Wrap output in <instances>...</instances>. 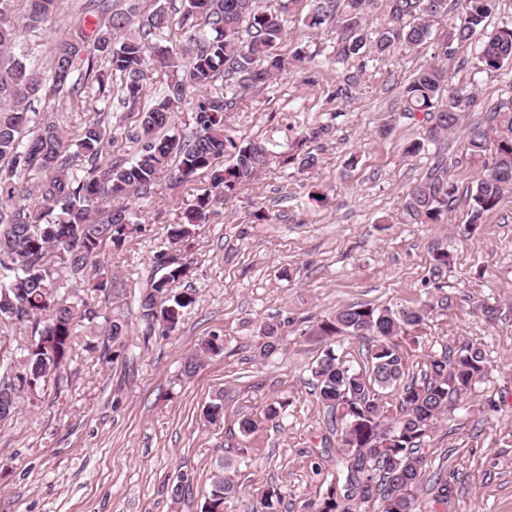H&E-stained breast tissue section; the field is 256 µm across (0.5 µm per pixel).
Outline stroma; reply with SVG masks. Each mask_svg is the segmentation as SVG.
I'll return each mask as SVG.
<instances>
[{
  "label": "stroma",
  "mask_w": 512,
  "mask_h": 512,
  "mask_svg": "<svg viewBox=\"0 0 512 512\" xmlns=\"http://www.w3.org/2000/svg\"><path fill=\"white\" fill-rule=\"evenodd\" d=\"M82 2L63 0L56 18L29 29L27 0H16L11 21L41 67L82 23ZM309 9L301 0L285 13L279 51L289 57L304 50L310 63L275 76L227 114L231 135L264 145L274 157L181 246L188 273L173 288L193 289L194 306L173 331L139 314L142 294L167 272L168 228L210 189L205 172L185 183L162 178L131 200L143 229L100 257L112 286L87 296L98 314L94 333L78 336L47 390L22 397L15 418L0 423V512H201L212 473L225 459L243 491L236 512L271 486L284 492L280 512H312L338 465L336 425L312 372L330 348L353 368L366 365L361 339L334 343L314 336L315 325L343 305L426 301L435 309L416 330L410 373L420 374L444 347L466 342L481 345L488 371L441 416L426 443L416 512H512V192L470 229L469 191L492 157L462 151L469 127L483 124L492 106L512 101V65L480 73L473 50L455 55L448 63L452 83L469 86L474 101L456 131L410 155L406 145L426 137L429 124L419 114L403 117L401 92L441 54L446 21L433 25L424 45L397 44L383 56L367 50L347 66L328 61L341 32L305 26ZM123 84L122 75H113L112 124L120 132L111 150L130 159L137 146L123 131L139 114L123 104ZM95 107L94 96L79 108L65 93L31 104L72 139ZM309 151L320 159L311 170L277 158ZM439 151L447 159L444 178L455 188L448 219L418 224L406 209L407 194ZM259 208L268 221H254ZM440 250L454 261L436 280L432 256ZM444 295L453 296L452 307H437ZM484 304L496 306L495 320L484 317ZM108 317L125 323V336L106 340ZM267 323L278 326L282 341L265 357ZM212 337L222 351L185 375V360ZM276 400L287 408L266 420ZM216 401L223 414L207 422L203 410ZM244 417L259 423L248 436L238 427ZM439 478L453 488L444 504L436 498ZM178 484L184 491L177 498Z\"/></svg>",
  "instance_id": "35a3bbf8"
}]
</instances>
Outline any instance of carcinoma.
<instances>
[{"mask_svg": "<svg viewBox=\"0 0 512 512\" xmlns=\"http://www.w3.org/2000/svg\"><path fill=\"white\" fill-rule=\"evenodd\" d=\"M13 0H0V49L17 41L16 28L6 20ZM281 10L260 5V0H180L169 13L158 7L138 26L137 8L116 10L112 0H88L83 10L95 17L107 16L103 25L79 27L73 39L58 44L51 60L53 89L80 93L84 85L97 84V101L104 107L82 128L75 144L50 118L28 128L31 101L45 92L41 73L14 56L0 61V342L4 327L30 323L37 335L23 352L18 384L5 392L0 386V421L10 419L19 406L20 392L29 387L39 392L68 359L78 323L97 314L86 301L69 295L68 282L80 279L90 293L112 286L98 261L107 246L121 249L139 231L127 213L125 200L147 194L173 169L187 181L199 171L209 172L212 191L193 200L183 222L168 231L169 240L187 242L207 223L213 207L236 192L268 162L267 148L238 141L226 131L224 112L274 75L288 70V59L278 53L287 36ZM375 0H315L305 16L310 27L331 21L347 32L336 60L347 62L370 45L379 54L396 42L409 47L430 39L432 22L448 16V0H380L384 23L362 32L366 9ZM28 26L36 28L57 15L58 0H30ZM499 0H460L461 15L448 24L443 37L442 60L415 72L405 86V116L417 113L429 118L430 139L456 129L470 96L454 87L448 76V57L477 47V67L483 72L512 64V25L488 30V21ZM178 30L194 45L185 58L172 46L153 42L167 31ZM109 65L100 69L99 61ZM159 68L169 74L167 93L153 108L142 113L139 125L126 137L139 145L131 160L112 159L106 147L112 143V124L104 121L111 101L108 74L125 77L124 103L136 106L148 72ZM224 76V94L198 99L192 120L195 132L186 140L170 132L172 110L194 87L207 89L216 75ZM492 132L469 130L464 150L475 157L494 152L491 170L475 184L471 194L470 225L497 207L512 189V108L492 111ZM76 147L75 153L69 148ZM227 166L218 164L224 156ZM39 179L38 202L10 208V200L22 177ZM454 187L435 176L415 185L408 193L406 209L420 224H438L448 214ZM177 264L153 282L140 300V316L161 321L169 329L181 322L195 304L192 291L173 292L171 283L186 272ZM434 305H344L320 320L315 335L334 338L370 336V365L355 370L328 351L313 370L319 397L336 412L341 434L336 456L342 464L336 482L319 502L316 512H362L373 503L377 512H415L416 490L422 480V445L431 436L440 416L452 403L471 391L486 374L483 350L467 344L457 351L429 356L418 380L405 381L409 350L396 337L424 324ZM262 355L274 354L280 345L278 326L263 327ZM223 345L205 341L200 353L184 363L188 375L196 372L201 357L216 355ZM240 489L218 467L202 512H232ZM283 495L265 489L251 512H278Z\"/></svg>", "mask_w": 512, "mask_h": 512, "instance_id": "carcinoma-1", "label": "carcinoma"}]
</instances>
